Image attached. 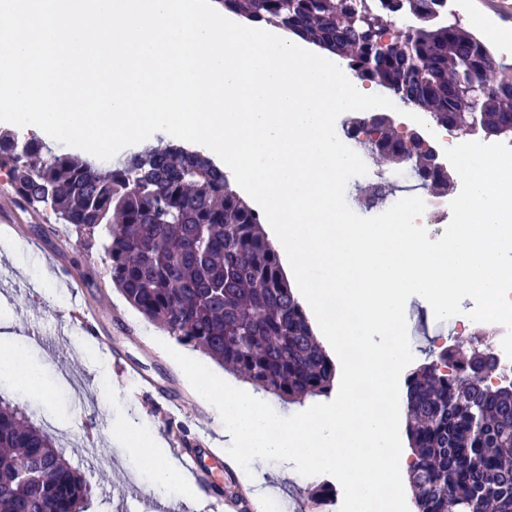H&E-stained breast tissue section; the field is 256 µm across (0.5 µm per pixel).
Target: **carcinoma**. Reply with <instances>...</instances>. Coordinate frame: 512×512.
Returning <instances> with one entry per match:
<instances>
[{
    "label": "carcinoma",
    "instance_id": "carcinoma-1",
    "mask_svg": "<svg viewBox=\"0 0 512 512\" xmlns=\"http://www.w3.org/2000/svg\"><path fill=\"white\" fill-rule=\"evenodd\" d=\"M256 24L282 27L347 61L362 81L448 126L465 83L484 87L480 121L512 135V65L460 23L447 0H220ZM406 24L396 27L395 19ZM392 33L391 44L378 38ZM385 165L405 159L428 188L448 182L419 140L390 125H352ZM14 198L44 204L75 229L104 234L111 283L126 302L183 345L277 398L327 396L336 367L289 287L262 215L224 170L183 147L144 150L98 167L43 156L40 142L0 129V168ZM498 360L485 338L440 350L408 374L406 435L416 512H512V377L484 384ZM31 472L20 474L25 462ZM89 488L79 468L18 407L0 400V512H82Z\"/></svg>",
    "mask_w": 512,
    "mask_h": 512
}]
</instances>
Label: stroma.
<instances>
[{
	"label": "stroma",
	"instance_id": "1",
	"mask_svg": "<svg viewBox=\"0 0 512 512\" xmlns=\"http://www.w3.org/2000/svg\"><path fill=\"white\" fill-rule=\"evenodd\" d=\"M448 18L480 25L499 57L512 63V0H448ZM48 211L23 213L0 224V314L42 376L32 393L18 377L0 378V396L12 400L57 441L65 457L82 465L91 486L86 512H147L156 495L148 467L134 464L117 433L160 436L155 463L172 466L167 499L176 512H233L223 490L237 483L250 512H340L342 488L328 475L281 478L282 464L255 462L243 470L226 452L227 430L165 352L190 348L146 320L112 288L101 236L83 246ZM99 313L94 332L79 313ZM150 378L139 388L132 371ZM209 450L203 478L188 476L180 458L190 445Z\"/></svg>",
	"mask_w": 512,
	"mask_h": 512
}]
</instances>
